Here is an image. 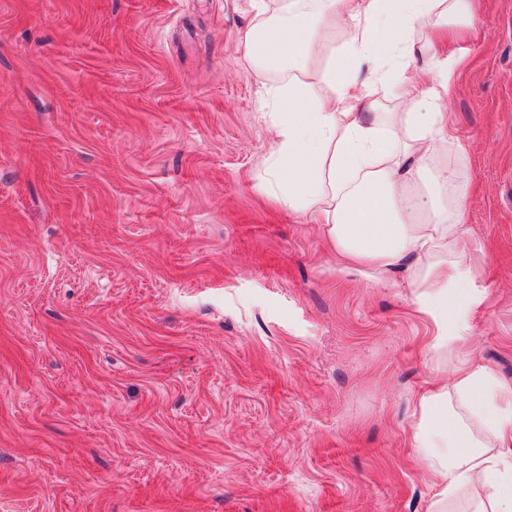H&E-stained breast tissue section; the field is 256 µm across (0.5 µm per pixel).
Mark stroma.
I'll use <instances>...</instances> for the list:
<instances>
[{
    "instance_id": "35a3bbf8",
    "label": "stroma",
    "mask_w": 512,
    "mask_h": 512,
    "mask_svg": "<svg viewBox=\"0 0 512 512\" xmlns=\"http://www.w3.org/2000/svg\"><path fill=\"white\" fill-rule=\"evenodd\" d=\"M442 42L468 147L470 349L512 389V0ZM250 0H0V512H428L435 376L261 161Z\"/></svg>"
}]
</instances>
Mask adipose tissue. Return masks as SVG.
<instances>
[{"mask_svg": "<svg viewBox=\"0 0 512 512\" xmlns=\"http://www.w3.org/2000/svg\"><path fill=\"white\" fill-rule=\"evenodd\" d=\"M240 36L253 66L285 70L272 92L277 138L266 193L311 213L345 262L370 281L410 276L412 302L436 333L439 382L415 410L414 442L435 487L429 512L473 495L472 512H512V407L493 373L466 351L474 288L465 247V149L440 102L455 63L429 40L478 22L475 0H252ZM423 45H416V36ZM426 50L428 86L408 76Z\"/></svg>", "mask_w": 512, "mask_h": 512, "instance_id": "obj_1", "label": "adipose tissue"}]
</instances>
